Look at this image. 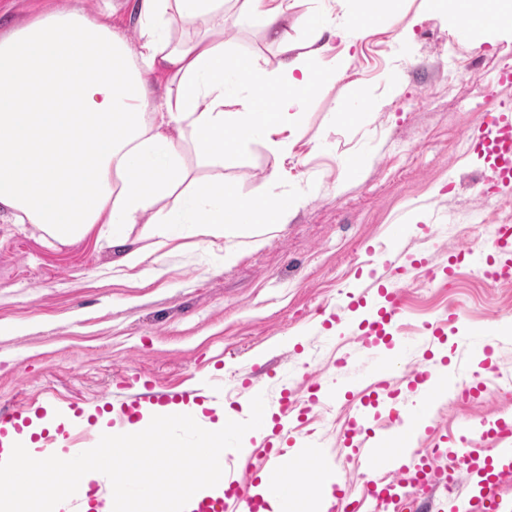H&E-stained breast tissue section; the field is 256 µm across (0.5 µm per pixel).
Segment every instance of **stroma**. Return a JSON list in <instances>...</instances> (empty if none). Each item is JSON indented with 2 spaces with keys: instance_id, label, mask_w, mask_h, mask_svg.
Here are the masks:
<instances>
[{
  "instance_id": "stroma-1",
  "label": "stroma",
  "mask_w": 512,
  "mask_h": 512,
  "mask_svg": "<svg viewBox=\"0 0 512 512\" xmlns=\"http://www.w3.org/2000/svg\"><path fill=\"white\" fill-rule=\"evenodd\" d=\"M67 3L91 14L113 6V27L137 48L135 0H0V11L20 22ZM239 11L237 0H227L224 40L235 53L260 58L270 70L299 56L333 70L335 80L303 103L298 131L280 135L283 147L253 140L219 168L197 164L189 141L180 146L192 177L224 180L249 198L273 173V194L299 197V207L267 234L245 224L201 238L192 225H165L170 246L149 257L134 280L121 260L140 225H126L119 242L92 232L63 247L43 240L34 225L0 219V409L27 400L32 440L52 436L62 449L75 410L88 415L96 434H108L117 403L160 396L178 404L186 387L206 382L224 389L223 402L201 404L212 424L225 410L249 411L246 378L274 414L284 395L306 397L309 371H319L332 391L369 371L385 349L487 385L466 404L440 397L436 426L421 447L449 432L463 437L478 419L512 414V280L476 273L496 225H512V191L494 187L483 159L467 150L487 99L512 107V83L497 80L512 69V34L464 33L427 0H398L392 21L329 38L315 57L306 30L282 46L260 18L239 22ZM473 68L475 81L466 76ZM357 85L368 94V112L352 100ZM348 112L354 121L345 120ZM355 159L360 167L348 172ZM395 224L406 231L393 241ZM386 244L412 267L401 334L381 347L360 339L357 318L322 325L319 310L334 311L361 274L384 276L378 254L366 248ZM465 247L470 256L447 278L449 256ZM228 248L236 253L229 264ZM453 313L457 333L406 345L423 323ZM481 342L488 354L479 352ZM307 418L340 487L357 491L363 478L345 440L347 397L312 407Z\"/></svg>"
}]
</instances>
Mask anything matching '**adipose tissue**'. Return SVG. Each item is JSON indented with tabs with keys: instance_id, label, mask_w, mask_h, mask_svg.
<instances>
[{
	"instance_id": "obj_1",
	"label": "adipose tissue",
	"mask_w": 512,
	"mask_h": 512,
	"mask_svg": "<svg viewBox=\"0 0 512 512\" xmlns=\"http://www.w3.org/2000/svg\"><path fill=\"white\" fill-rule=\"evenodd\" d=\"M457 29L512 31V0H428ZM290 0H242L260 17L271 40L287 42L289 25L312 43L325 23L313 14L291 16ZM138 51L112 26L109 14L56 10L0 32V212L12 223L34 224L61 245L80 241L96 225L136 223L154 211L125 267L140 266L168 244L166 224H191L201 237L239 224L274 229L287 223L298 199L259 191L239 197L220 182L190 177L175 133L188 134L200 160L223 165L254 138L296 130L300 108L323 81L299 61L281 75L260 60L227 51L224 0H139ZM196 29L172 36L173 22ZM164 73L160 107L150 104L149 78Z\"/></svg>"
}]
</instances>
